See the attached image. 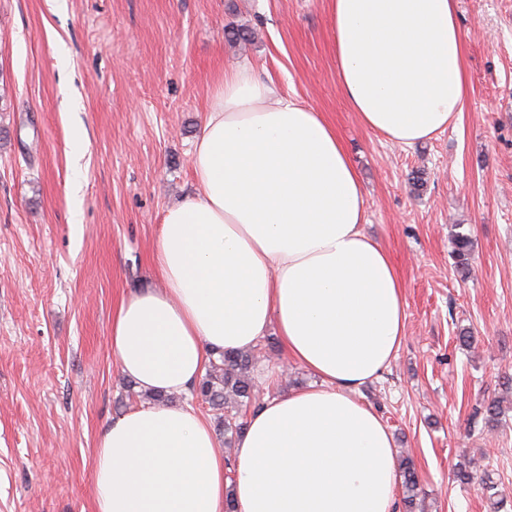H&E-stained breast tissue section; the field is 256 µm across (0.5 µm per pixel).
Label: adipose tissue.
I'll list each match as a JSON object with an SVG mask.
<instances>
[{"label": "adipose tissue", "instance_id": "ef3b65f1", "mask_svg": "<svg viewBox=\"0 0 512 512\" xmlns=\"http://www.w3.org/2000/svg\"><path fill=\"white\" fill-rule=\"evenodd\" d=\"M339 87L360 122L412 146L445 131L467 84L455 0H325ZM196 188L168 207L153 252L163 288L123 298L110 346L147 393L184 394L219 351L275 328L317 385L264 400L235 444L208 418L145 405L92 456L93 512H392L391 433L362 388L405 335L402 281L363 228L364 192L335 126L272 79L226 69L192 155Z\"/></svg>", "mask_w": 512, "mask_h": 512}]
</instances>
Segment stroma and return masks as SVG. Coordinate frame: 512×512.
Returning <instances> with one entry per match:
<instances>
[{"mask_svg": "<svg viewBox=\"0 0 512 512\" xmlns=\"http://www.w3.org/2000/svg\"><path fill=\"white\" fill-rule=\"evenodd\" d=\"M456 7L463 110L407 147L342 97L322 0H0V512H92L97 435L150 401L112 356V312L161 287L162 215L194 188L216 80L243 63L336 126L402 280L405 337L363 398L413 461L420 512H512V0ZM252 353L266 396L315 381L275 331ZM461 465L491 486L460 487Z\"/></svg>", "mask_w": 512, "mask_h": 512, "instance_id": "35a3bbf8", "label": "stroma"}]
</instances>
